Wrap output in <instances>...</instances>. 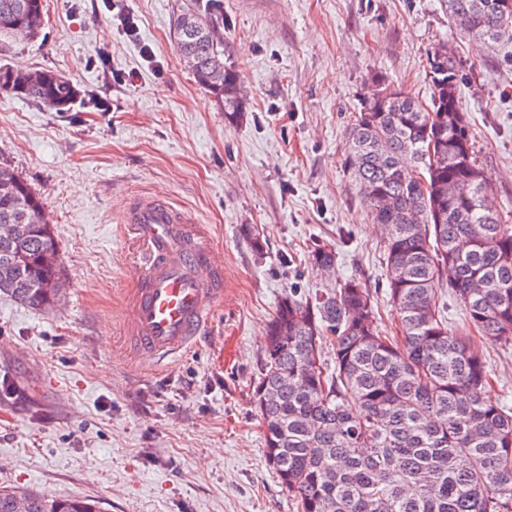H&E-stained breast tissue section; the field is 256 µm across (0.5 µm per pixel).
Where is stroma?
<instances>
[{"mask_svg": "<svg viewBox=\"0 0 512 512\" xmlns=\"http://www.w3.org/2000/svg\"><path fill=\"white\" fill-rule=\"evenodd\" d=\"M30 39L0 37V65L45 68L80 95L69 111L0 96V164L45 201L64 297L52 310L0 296V487L76 495L105 512H297L267 456L253 403L265 332L289 290L356 278L397 333L383 235L346 164L350 124L380 83L428 100L426 54L462 62L459 107L503 221L512 224V67L460 35L445 0H45ZM207 15L246 95L231 121L180 62L175 18ZM149 45L155 63L143 60ZM131 74L118 85L113 71ZM165 199L224 257L229 291L208 334L157 365L127 324L143 248L128 209ZM264 229L255 253L242 227ZM334 245L331 272L314 243ZM488 395L512 406V346L475 340Z\"/></svg>", "mask_w": 512, "mask_h": 512, "instance_id": "1", "label": "stroma"}]
</instances>
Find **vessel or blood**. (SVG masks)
<instances>
[{"label":"vessel or blood","instance_id":"vessel-or-blood-1","mask_svg":"<svg viewBox=\"0 0 512 512\" xmlns=\"http://www.w3.org/2000/svg\"><path fill=\"white\" fill-rule=\"evenodd\" d=\"M128 221L148 251L131 300L129 330L156 359L183 355L196 346L224 299L223 260L162 199L132 202Z\"/></svg>","mask_w":512,"mask_h":512}]
</instances>
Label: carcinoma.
Instances as JSON below:
<instances>
[{
    "label": "carcinoma",
    "instance_id": "carcinoma-1",
    "mask_svg": "<svg viewBox=\"0 0 512 512\" xmlns=\"http://www.w3.org/2000/svg\"><path fill=\"white\" fill-rule=\"evenodd\" d=\"M463 34L512 62V19L499 0H447ZM44 0H0V36L34 37ZM179 56L229 119L245 109L237 74L224 66L221 33L196 13L176 23ZM432 86L424 104L386 84L348 133L358 191L384 226L382 261L400 335L375 325L373 298L359 280L314 297L283 296L267 327L253 402L267 458L299 512H512V407L485 399L491 370L473 338L448 326L449 293L482 339L512 345V225L485 201L489 190L459 109V72L448 47L427 52ZM66 112L79 91L49 69L0 66V95ZM0 294L33 309L54 306L63 287L45 202L14 169L0 166ZM21 250L25 288L1 278ZM335 247L309 255L331 268ZM329 343L333 366L323 357ZM103 512L100 502L0 488V512Z\"/></svg>",
    "mask_w": 512,
    "mask_h": 512
}]
</instances>
